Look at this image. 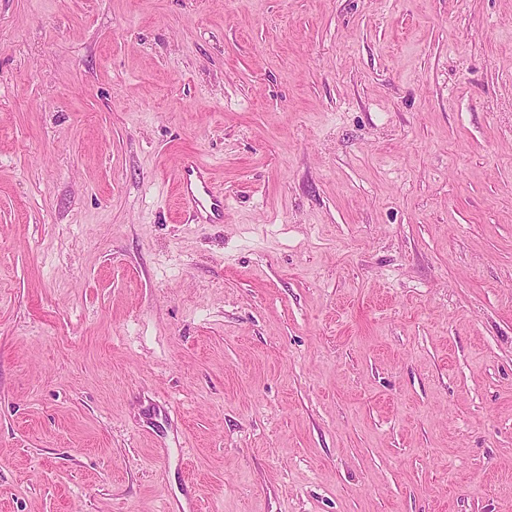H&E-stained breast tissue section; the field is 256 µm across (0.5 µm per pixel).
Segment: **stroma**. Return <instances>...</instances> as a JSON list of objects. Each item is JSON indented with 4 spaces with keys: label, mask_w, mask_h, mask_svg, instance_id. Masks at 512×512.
I'll return each mask as SVG.
<instances>
[{
    "label": "stroma",
    "mask_w": 512,
    "mask_h": 512,
    "mask_svg": "<svg viewBox=\"0 0 512 512\" xmlns=\"http://www.w3.org/2000/svg\"><path fill=\"white\" fill-rule=\"evenodd\" d=\"M189 487L512 512V0H0V512ZM178 182L184 208L205 214L209 222H216L224 216V192L213 185L202 164L183 156Z\"/></svg>",
    "instance_id": "35a3bbf8"
}]
</instances>
